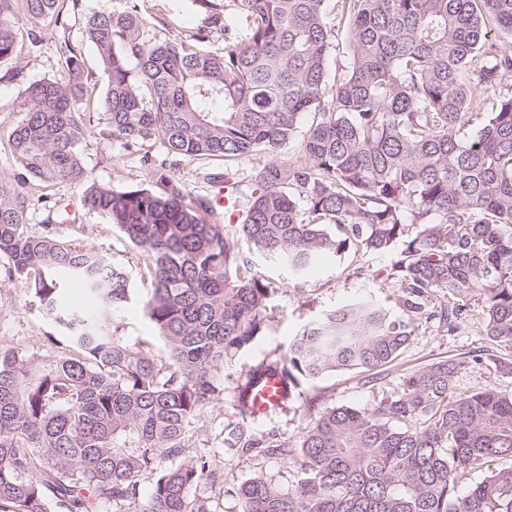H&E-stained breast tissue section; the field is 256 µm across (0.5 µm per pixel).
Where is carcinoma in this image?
Returning a JSON list of instances; mask_svg holds the SVG:
<instances>
[{
    "label": "carcinoma",
    "instance_id": "obj_1",
    "mask_svg": "<svg viewBox=\"0 0 512 512\" xmlns=\"http://www.w3.org/2000/svg\"><path fill=\"white\" fill-rule=\"evenodd\" d=\"M64 2L0 0V63L18 54L19 16L35 24L34 46L38 27L67 26ZM194 2L198 32L178 41L149 36L137 0L84 16L106 75L95 107L82 48L68 41L63 77L22 92L25 118L9 136L21 172L0 176V256L67 338L39 360L0 348V512H109L136 498V477L162 454L183 460L141 512H211L191 495L209 469L186 437L224 393V359L266 327L274 289L251 253L301 281L351 250L400 244L388 277L405 317L362 300L309 322L287 358L251 369L235 404L244 420L256 416L245 392L268 374L292 389L300 377L394 364L438 294L449 331L477 318L512 347V0H225L242 26H223L222 52L200 36L221 23L218 4ZM336 26L348 57L330 80ZM92 132L126 149L158 142L173 161L145 186L90 182L80 144ZM295 140V160L282 159ZM257 154L268 160L250 169V205L233 229L174 176L181 160L222 161L231 194L238 164ZM66 182L85 183L81 207L139 250L166 360L114 334L128 277L59 234L58 203L44 232L28 233L30 193L49 199ZM73 283L96 311L63 306ZM487 360L512 375L506 357L473 356ZM459 366L427 364L367 406L317 412L296 442L273 446L296 468L294 489L256 474L236 489L242 512H512V395L454 393Z\"/></svg>",
    "mask_w": 512,
    "mask_h": 512
}]
</instances>
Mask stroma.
Here are the masks:
<instances>
[{
    "label": "stroma",
    "mask_w": 512,
    "mask_h": 512,
    "mask_svg": "<svg viewBox=\"0 0 512 512\" xmlns=\"http://www.w3.org/2000/svg\"><path fill=\"white\" fill-rule=\"evenodd\" d=\"M142 16L148 22L150 36L178 40L194 32L201 12L194 0H139ZM27 20L17 24L19 53L16 59L0 63V173L13 174L16 166L10 155L8 137L24 114L18 102L30 82L59 76L60 46L63 42L81 43L79 27L45 28L38 46H31ZM88 180L115 189L144 185L151 169L144 156L162 157L164 148L148 143L140 150L124 149L119 143L98 135H87L81 145ZM66 234L78 235L111 263L124 268L131 284L129 300L112 314V328L128 344H145L156 358L166 356L165 341L158 336L140 299L146 288L138 249L112 225L94 214L81 213L76 223L65 225ZM395 253L345 254L341 263L363 267L359 276L341 274L339 268L313 271L302 285L289 281L285 271L262 256H254L256 270L271 282L274 292L268 303V325L246 349L225 358L224 393L207 403L191 426L189 451L206 460L214 479L199 484L194 496L209 501L214 512H242L235 494L239 484L260 473L282 490L293 489L297 472L292 464L263 448H244L242 438H274L283 442L298 439L318 409L332 405L363 407L377 392L396 388L409 371L440 360L457 359L462 363L455 382L456 392L472 391L493 385L512 394V377L496 371L494 365L470 363L472 352L498 353L499 348L483 334V326L472 322L462 334L449 332L437 319L416 323L411 340L398 361L374 379L353 372H331L321 378L300 381L281 408L265 416L243 420L235 410L238 387L246 374L265 359L287 355L293 336L310 320L356 299H371L394 316H402L398 305L400 288L388 274ZM64 332L45 310L33 303V297L20 282L8 276V263L0 258V347L12 348L40 357L50 350L51 338H63ZM315 407H308V400Z\"/></svg>",
    "instance_id": "obj_1"
}]
</instances>
